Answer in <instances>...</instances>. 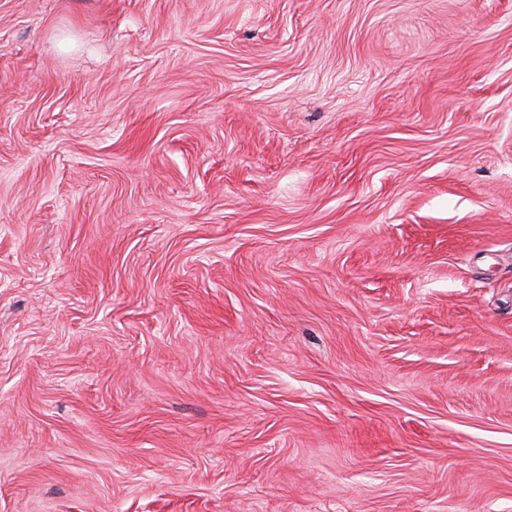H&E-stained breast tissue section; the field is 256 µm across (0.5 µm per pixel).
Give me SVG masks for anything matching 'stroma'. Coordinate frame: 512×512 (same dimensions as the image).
<instances>
[{
  "label": "stroma",
  "mask_w": 512,
  "mask_h": 512,
  "mask_svg": "<svg viewBox=\"0 0 512 512\" xmlns=\"http://www.w3.org/2000/svg\"><path fill=\"white\" fill-rule=\"evenodd\" d=\"M0 512H512V0H0Z\"/></svg>",
  "instance_id": "stroma-1"
}]
</instances>
